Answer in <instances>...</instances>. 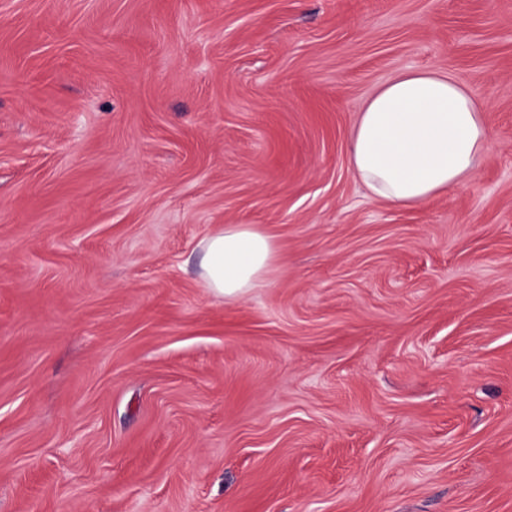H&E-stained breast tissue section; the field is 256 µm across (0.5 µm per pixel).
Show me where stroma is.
<instances>
[{
  "label": "stroma",
  "instance_id": "35a3bbf8",
  "mask_svg": "<svg viewBox=\"0 0 512 512\" xmlns=\"http://www.w3.org/2000/svg\"><path fill=\"white\" fill-rule=\"evenodd\" d=\"M419 69L495 138L397 208L348 143ZM0 512H512V0H0ZM277 259L275 240L258 224L219 225L202 246L205 288L219 300L242 299L264 283Z\"/></svg>",
  "mask_w": 512,
  "mask_h": 512
}]
</instances>
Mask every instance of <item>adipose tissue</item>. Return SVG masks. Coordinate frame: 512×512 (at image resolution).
<instances>
[{"label":"adipose tissue","instance_id":"obj_1","mask_svg":"<svg viewBox=\"0 0 512 512\" xmlns=\"http://www.w3.org/2000/svg\"><path fill=\"white\" fill-rule=\"evenodd\" d=\"M485 112L446 74L400 73L358 107L349 168L375 198L416 206L474 176L492 138ZM277 259L275 240L259 225L224 224L204 240L200 267L213 297L239 300L264 283Z\"/></svg>","mask_w":512,"mask_h":512}]
</instances>
